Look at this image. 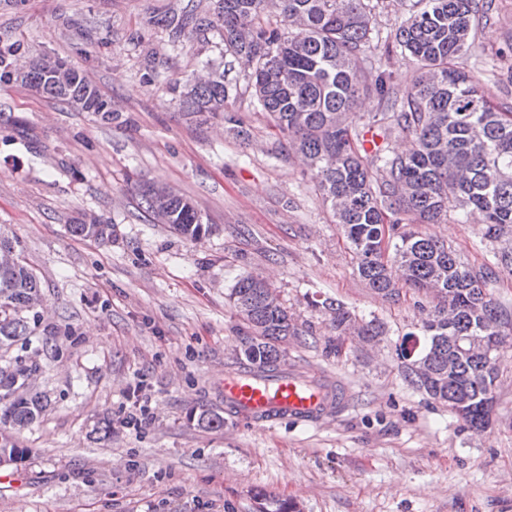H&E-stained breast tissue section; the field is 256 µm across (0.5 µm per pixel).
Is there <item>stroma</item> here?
<instances>
[{"mask_svg":"<svg viewBox=\"0 0 512 512\" xmlns=\"http://www.w3.org/2000/svg\"><path fill=\"white\" fill-rule=\"evenodd\" d=\"M376 39L365 56L406 90L414 66L385 42L418 0H370ZM215 0H0V42L83 70L112 103V119L0 84V229L19 240L41 281L29 336L7 358L36 360L31 379L50 406L19 437L30 456L0 466V512H257V493L299 512H512V341L497 361L488 427H463L443 402L402 374L397 349L418 332L431 299L393 302L359 278L317 182L247 87L248 67L219 29L172 45L156 14ZM462 66L500 100L512 84L501 51L512 41V0H494ZM221 71L224 114L187 111L175 82ZM376 96L361 97L355 126L386 129ZM234 114L243 135L229 131ZM166 185L190 199L211 231L185 241L140 207L137 188ZM106 225L104 238L67 227ZM419 232L468 266L492 262L475 212L455 208ZM266 278L302 330L284 366L333 375L348 399L317 424L255 426L224 411L225 369L248 332L229 303L244 274ZM385 327L379 341H337L324 302ZM224 427L198 426L201 411ZM141 426H134V419ZM110 434H103L104 422Z\"/></svg>","mask_w":512,"mask_h":512,"instance_id":"35a3bbf8","label":"stroma"}]
</instances>
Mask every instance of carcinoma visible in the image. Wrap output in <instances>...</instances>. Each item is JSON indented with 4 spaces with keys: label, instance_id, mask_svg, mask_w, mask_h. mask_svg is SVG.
<instances>
[{
    "label": "carcinoma",
    "instance_id": "carcinoma-1",
    "mask_svg": "<svg viewBox=\"0 0 512 512\" xmlns=\"http://www.w3.org/2000/svg\"><path fill=\"white\" fill-rule=\"evenodd\" d=\"M492 0H427L425 7L395 30L394 47L408 55L417 75L403 94L390 76L362 66L361 54L374 28L369 0H216L214 18L166 15L155 24L181 34L195 19L199 28L218 26L224 48L247 63L251 88L261 111L279 134L308 161L323 202L353 253L360 278L375 293L399 296V285L438 298L422 320L424 344L419 356L428 371L419 375L399 358L405 380L439 401L463 404L459 419L470 430L490 422L486 378L496 376L495 363L481 355L456 358L452 339L478 332L498 349L512 335V318L486 291L492 269L465 265L455 252L418 231H399L402 224H436L448 211L470 206L482 216L484 238L512 239V104L496 100L478 76L465 71L460 59L471 48L479 28L492 20ZM20 45L0 48V84L13 82L10 60ZM39 97L112 119L109 101L89 88L75 68L62 86L42 83L65 64L58 58H32ZM180 91L196 112H222L229 95L224 75ZM373 93L385 106L382 119L412 139L405 154H389L388 143L365 147L353 126L361 94ZM382 162V175L371 166ZM170 230L189 241L200 239L208 225L194 204L175 194L168 199ZM105 224H70L76 237L104 236ZM36 274L22 260L0 263V348L26 335V313L39 304ZM252 336L242 355L249 369L281 367L278 343L302 331L283 303L269 301L265 285L247 274L229 295ZM336 338L351 335L373 341L383 334L376 321L360 323L341 303L328 306ZM37 363L15 358L0 366V456L22 463L29 449L14 434L39 419L48 400L27 386Z\"/></svg>",
    "mask_w": 512,
    "mask_h": 512
}]
</instances>
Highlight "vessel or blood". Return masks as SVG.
I'll return each instance as SVG.
<instances>
[{
    "label": "vessel or blood",
    "mask_w": 512,
    "mask_h": 512,
    "mask_svg": "<svg viewBox=\"0 0 512 512\" xmlns=\"http://www.w3.org/2000/svg\"><path fill=\"white\" fill-rule=\"evenodd\" d=\"M223 389L225 408L257 426L283 419L320 422L343 401L341 389L330 378L310 377L293 369L272 375L228 370Z\"/></svg>",
    "instance_id": "1"
}]
</instances>
